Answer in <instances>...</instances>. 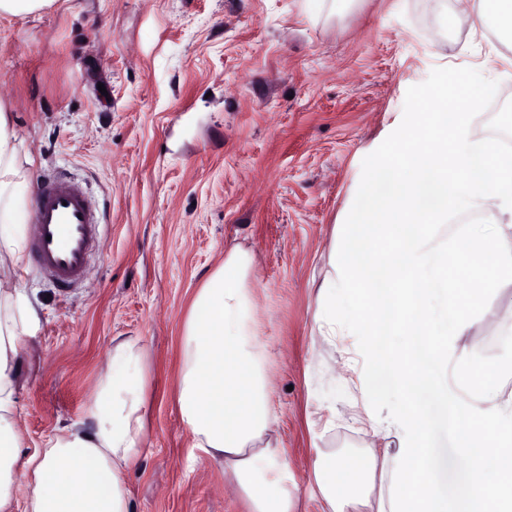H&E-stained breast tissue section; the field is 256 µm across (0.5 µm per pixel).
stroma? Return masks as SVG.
Here are the masks:
<instances>
[{
    "label": "stroma",
    "instance_id": "obj_1",
    "mask_svg": "<svg viewBox=\"0 0 512 512\" xmlns=\"http://www.w3.org/2000/svg\"><path fill=\"white\" fill-rule=\"evenodd\" d=\"M460 0H57L0 18V99L32 160L27 192L63 173L99 211L90 276L63 292L30 267L39 325L20 359L27 446L80 418L116 337L150 352L149 446L128 470L132 512H250L216 463L190 455L177 388L184 323L207 275L254 256L251 325L265 352L297 512H323L319 452L363 444L358 393L331 366L358 356L313 322L355 175L447 71L480 89L482 133L512 138V41L456 26ZM512 390V334L463 339ZM435 486L454 499L458 433L433 398Z\"/></svg>",
    "mask_w": 512,
    "mask_h": 512
}]
</instances>
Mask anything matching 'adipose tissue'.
<instances>
[{
	"instance_id": "obj_1",
	"label": "adipose tissue",
	"mask_w": 512,
	"mask_h": 512,
	"mask_svg": "<svg viewBox=\"0 0 512 512\" xmlns=\"http://www.w3.org/2000/svg\"><path fill=\"white\" fill-rule=\"evenodd\" d=\"M458 23L512 38V0H464ZM477 103L465 75L443 77L354 180L333 246L337 276L320 290L314 322L324 336L358 324L371 377L358 385L362 399L376 385L400 392L404 406L389 415L364 407L359 423L371 443L319 455L325 512H512V464L499 465L512 461V392L469 391L459 379L470 358L448 350L489 324L512 327V307L486 304L512 277V154L496 137L473 135ZM30 167L0 101V512L21 486L22 512H130L124 475L149 434V354L139 340H113L82 420L23 449L17 368L39 323L17 281ZM464 212L484 225L448 231ZM252 267L251 253L232 247L199 288L184 326L177 401L193 448L223 465L251 512H295L290 463L272 437L264 355L250 329ZM426 395L462 435L456 458L465 489L453 501L440 497L431 475ZM392 434L401 438L393 454L377 445Z\"/></svg>"
}]
</instances>
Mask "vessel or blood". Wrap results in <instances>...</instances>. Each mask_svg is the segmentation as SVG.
Returning <instances> with one entry per match:
<instances>
[{
    "mask_svg": "<svg viewBox=\"0 0 512 512\" xmlns=\"http://www.w3.org/2000/svg\"><path fill=\"white\" fill-rule=\"evenodd\" d=\"M98 239L96 210L86 189L63 175L43 178L30 235L35 269L58 288L76 287L89 275L87 255Z\"/></svg>",
    "mask_w": 512,
    "mask_h": 512,
    "instance_id": "b4317fda",
    "label": "vessel or blood"
}]
</instances>
